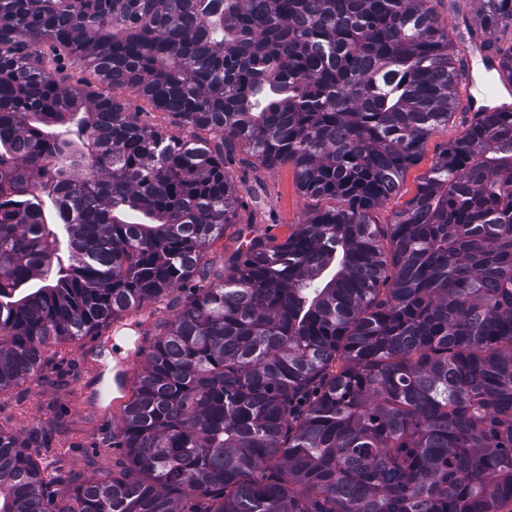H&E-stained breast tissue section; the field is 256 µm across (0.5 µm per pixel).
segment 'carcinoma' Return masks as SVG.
<instances>
[{"mask_svg":"<svg viewBox=\"0 0 512 512\" xmlns=\"http://www.w3.org/2000/svg\"><path fill=\"white\" fill-rule=\"evenodd\" d=\"M470 2L512 85V0ZM462 73L432 0H0V392L53 339L175 307L119 473L62 478L38 431L0 429V512L511 509L512 110L473 113L372 218ZM128 87L212 139L141 123ZM235 147L342 205L217 273ZM463 105L460 104L457 112L448 122V126L440 127L428 140L420 160L411 166L404 174L396 195L387 200L373 214L377 224H390L393 215L407 207V203L414 197L417 187L423 176L430 170L438 153L456 138L463 130V123L470 119V114H464Z\"/></svg>","mask_w":512,"mask_h":512,"instance_id":"carcinoma-1","label":"carcinoma"}]
</instances>
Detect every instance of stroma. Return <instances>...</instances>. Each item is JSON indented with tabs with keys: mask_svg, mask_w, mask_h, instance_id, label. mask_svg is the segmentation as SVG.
<instances>
[{
	"mask_svg": "<svg viewBox=\"0 0 512 512\" xmlns=\"http://www.w3.org/2000/svg\"><path fill=\"white\" fill-rule=\"evenodd\" d=\"M466 119V114L455 113L448 125L428 139L420 160L405 172L397 194L374 213V222L390 223L395 212L406 208L439 152L461 133ZM224 171L237 191L238 211L235 223L225 226L223 237L204 256L205 264L217 269L245 239L283 242L294 225L303 223L312 212L336 205L330 198L304 196L288 163L273 168L248 166L234 154L225 157ZM155 341V336L139 335L128 321L98 336L46 345L39 372L23 385L0 392V429H41L45 442L40 455L52 460L61 472L97 478L117 473L122 451L113 447L111 434L144 364L137 361L128 366V390L115 400L104 394L93 400L85 397L81 381L97 370L103 382H110L113 355L133 347L146 354ZM105 405L111 408L107 417L100 413Z\"/></svg>",
	"mask_w": 512,
	"mask_h": 512,
	"instance_id": "stroma-1",
	"label": "stroma"
}]
</instances>
